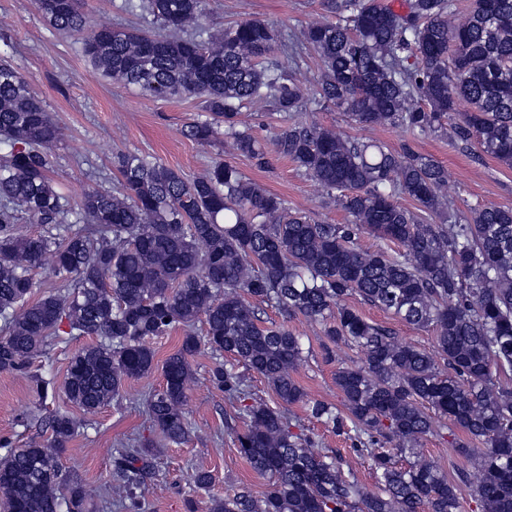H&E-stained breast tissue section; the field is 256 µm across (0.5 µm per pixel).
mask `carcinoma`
Instances as JSON below:
<instances>
[{"label": "carcinoma", "mask_w": 512, "mask_h": 512, "mask_svg": "<svg viewBox=\"0 0 512 512\" xmlns=\"http://www.w3.org/2000/svg\"><path fill=\"white\" fill-rule=\"evenodd\" d=\"M207 0H126L145 28L98 26L85 0H37L55 31L75 37L94 71L137 87L153 100L197 99L208 118L182 131L202 147L224 144L265 164V149L240 130L241 109L264 103L292 116L303 102L295 77L302 50L320 62L319 101L362 126L425 134L443 127L463 98L455 138L512 168V0H472L456 21L453 0H408L399 12L381 0H329L336 21L312 23L282 40L260 20L204 37ZM62 129L28 80L0 59V372L24 375L40 402L56 398L32 361L80 336H98L70 359L66 399L95 411L124 383L154 369L147 339L175 327L181 347L163 364L165 384L146 406L163 440L181 443L189 358L203 348L233 359L209 373L213 388L239 404L240 453L270 476L262 498L243 488L209 500L207 512H458L459 485L433 461L399 465L403 454L442 435L440 418L466 439L457 452L470 468L482 512H512V206L490 204L450 224L448 171L405 146L351 140L334 129L294 121L272 139L274 152L320 185L341 193L347 224H315L222 160L184 174L138 153L114 164L122 189L85 190L75 201L50 177ZM405 195L410 210L395 202ZM47 234L17 232L21 219ZM362 234L398 242L404 252L362 250ZM52 253L60 285L34 300L32 272ZM361 300L409 324L436 331V351L401 342L349 304ZM281 320L267 321L259 305ZM323 327L325 356L350 343L359 361L336 368L343 408L309 400L292 373L304 358L288 321ZM205 335L194 332L197 321ZM244 367L263 377L281 406L247 404ZM351 439L371 461L380 491L344 472L340 454L294 431L288 407ZM50 437L0 458L3 512H101L115 503L144 512L152 449L122 447L115 478L93 503L59 459L78 433L65 412Z\"/></svg>", "instance_id": "obj_1"}]
</instances>
